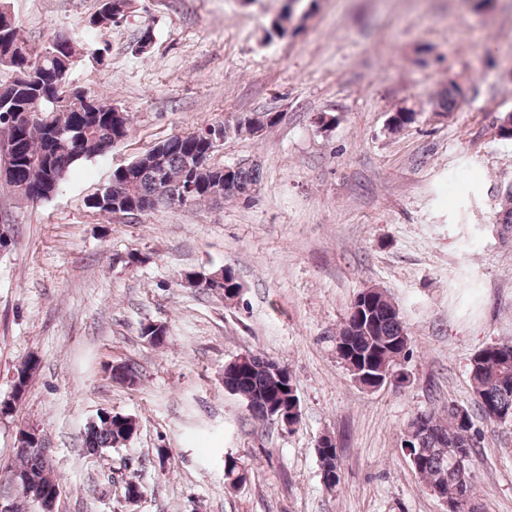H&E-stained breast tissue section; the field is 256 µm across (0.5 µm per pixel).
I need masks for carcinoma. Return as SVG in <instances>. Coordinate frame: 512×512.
<instances>
[{
	"mask_svg": "<svg viewBox=\"0 0 512 512\" xmlns=\"http://www.w3.org/2000/svg\"><path fill=\"white\" fill-rule=\"evenodd\" d=\"M127 0H101L97 14L82 35L88 56L102 64L108 46L100 41L101 29L116 21L114 11ZM78 58L77 42L56 31L39 49L21 37L15 19L0 8V65L14 77L0 87V144L12 148L5 183L31 200L53 194L72 166L79 160L106 154L116 139L132 130L131 115L85 87L72 86L68 76ZM465 99L462 85L448 82L431 101L433 111L451 112ZM275 112H254L237 119V126L210 125L175 134L125 167L112 173V195L99 202L94 196L89 207L101 213L132 215L130 202L146 205L198 206L218 199L243 198L255 191L259 165L216 167L210 163L214 141L247 134L252 129L268 131L278 125ZM354 300L353 305H358ZM361 305V304H359ZM362 314L348 313L336 333V349L344 350L356 365L381 366L387 358L402 352V337L408 335L399 308L382 291L362 304ZM166 325L147 321L141 335L149 344L160 346L167 337ZM268 358L252 354L242 364L224 372V386L247 403L253 418H266L268 406L279 399L281 382L268 370ZM39 360L30 357L16 369L12 393L22 399ZM470 382L473 407L453 401L441 412L424 411L409 423L417 430L412 466L426 487L437 484L452 497L459 489L474 496L472 475L453 468L449 449L458 448L471 456L475 446L469 431L473 419L501 413L499 421L512 419V340L493 342L471 359ZM136 421L121 413L107 412L88 425L84 448L92 454L128 442ZM320 468L336 470L337 449L317 448ZM60 485L50 461L38 448L15 452V464L5 482H0V501L11 504L13 512H36L47 488Z\"/></svg>",
	"mask_w": 512,
	"mask_h": 512,
	"instance_id": "cac0c4a2",
	"label": "carcinoma"
}]
</instances>
